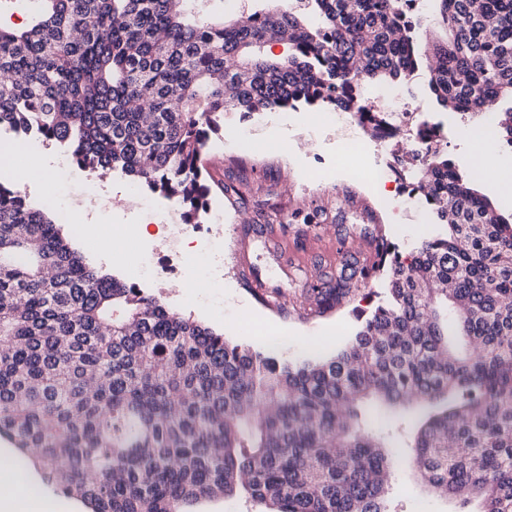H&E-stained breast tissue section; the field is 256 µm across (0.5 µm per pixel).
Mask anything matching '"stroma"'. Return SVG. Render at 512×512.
I'll use <instances>...</instances> for the list:
<instances>
[{
    "instance_id": "35a3bbf8",
    "label": "stroma",
    "mask_w": 512,
    "mask_h": 512,
    "mask_svg": "<svg viewBox=\"0 0 512 512\" xmlns=\"http://www.w3.org/2000/svg\"><path fill=\"white\" fill-rule=\"evenodd\" d=\"M428 79L423 72L408 84L376 81L366 85L363 94L382 112L394 111L400 97L425 100L418 120L447 126L443 146L449 159L461 173L469 174L477 190H484L479 174L470 172L463 162L467 144L459 130L466 123L465 116L441 112L428 104ZM316 117L313 111L291 109L250 115L225 113L217 145L209 149L205 162L214 179L245 184L248 192L224 221V277L219 287L194 288L186 294L173 289V282L187 278L192 267L189 255L199 252L201 245L183 244L170 227L146 220L135 204L114 222L124 227L145 223V233L135 232L112 242L75 234L72 242L89 263L120 279L135 269L143 253L160 259L178 255V271L162 277L151 290L172 312L223 332L233 343L288 362L330 358L352 340L362 319L378 305L384 288L382 276L372 277L340 306L323 314L304 316L291 308L272 311L256 302L245 287L246 267L259 270L270 287L289 294L294 291L291 278L279 269L262 238L252 236L245 246L243 234L264 223L269 214H280L277 230L289 250L308 270L332 276L337 267L336 241L342 233H349L348 246L359 263L369 266L374 262L377 234H384L405 256L423 239L445 235L447 228L437 222L428 206H394L393 185L367 180V172L389 162L391 155L380 153L365 131L344 124L328 126ZM306 136L316 138L317 146L305 155L294 154L292 140ZM350 137L362 139L361 152H347L345 141ZM58 157L55 148L45 146L33 155L14 153L0 177L7 179L14 170H25L23 189L28 198H36L45 188L54 203L76 209L82 198L79 186L46 181L44 164ZM390 493L399 512L456 510L454 500L429 493L407 470L395 473Z\"/></svg>"
}]
</instances>
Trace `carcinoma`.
<instances>
[{"mask_svg": "<svg viewBox=\"0 0 512 512\" xmlns=\"http://www.w3.org/2000/svg\"><path fill=\"white\" fill-rule=\"evenodd\" d=\"M209 0H33L0 27V139L35 136L201 224L219 186L203 165L226 112L319 106L368 114L362 88L430 73L434 105L512 97V0H436L423 53L402 0H295L230 21ZM276 34L288 54L267 52ZM512 145V110L498 114ZM414 191L444 238L402 257L381 240L386 298L352 344L290 364L230 344L147 289L102 273L20 185L0 182V436L91 512H197L240 495L266 512H397L407 461L369 428L375 404L419 424L411 455L458 512H512V222L441 149ZM351 293L307 282L302 314Z\"/></svg>", "mask_w": 512, "mask_h": 512, "instance_id": "obj_1", "label": "carcinoma"}]
</instances>
